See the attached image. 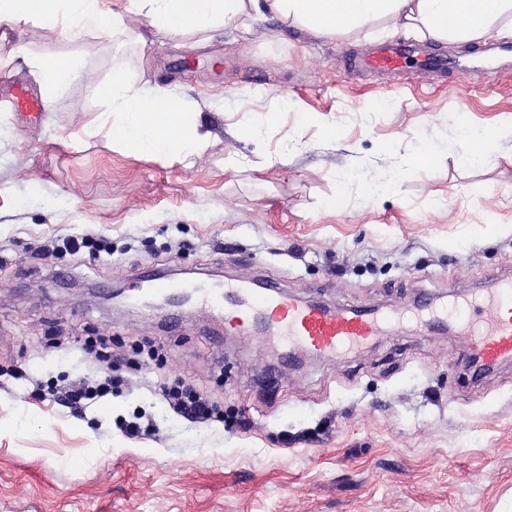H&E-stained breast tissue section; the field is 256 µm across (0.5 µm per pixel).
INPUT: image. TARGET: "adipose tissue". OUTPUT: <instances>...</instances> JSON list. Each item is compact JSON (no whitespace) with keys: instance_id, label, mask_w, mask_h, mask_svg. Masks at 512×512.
<instances>
[{"instance_id":"obj_1","label":"adipose tissue","mask_w":512,"mask_h":512,"mask_svg":"<svg viewBox=\"0 0 512 512\" xmlns=\"http://www.w3.org/2000/svg\"><path fill=\"white\" fill-rule=\"evenodd\" d=\"M129 9L161 32H208L246 18L272 16L319 35H333L384 19L421 37L478 41L489 36L497 19L512 15V0H129ZM30 20L67 36L108 28L121 31L103 0H0V25ZM10 53L24 60L46 98L78 76L72 60L32 57L21 45ZM99 94L111 109L101 114L94 133L110 138L113 146L179 161L207 146L183 99L166 89L146 90L116 68Z\"/></svg>"}]
</instances>
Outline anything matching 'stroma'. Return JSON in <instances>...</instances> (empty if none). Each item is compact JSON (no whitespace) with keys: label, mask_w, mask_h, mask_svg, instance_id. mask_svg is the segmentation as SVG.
Returning <instances> with one entry per match:
<instances>
[{"label":"stroma","mask_w":512,"mask_h":512,"mask_svg":"<svg viewBox=\"0 0 512 512\" xmlns=\"http://www.w3.org/2000/svg\"><path fill=\"white\" fill-rule=\"evenodd\" d=\"M18 40L80 70L52 113L0 122V512H512V363L474 380L457 332L395 325L271 378L269 338L193 307L172 328L168 309L129 303L160 270L184 285L273 280L357 309L512 278V19L478 43L426 40L467 63L443 73L346 72L382 41L415 40L380 25L324 37L266 19L143 47L31 22L0 27V99L37 87L8 53ZM118 66L182 97L205 150L165 162L90 136ZM463 114L498 131L478 165ZM421 138L437 163L412 162ZM392 173L391 191L365 195L364 176ZM80 234L111 254L32 256ZM96 335L111 337L113 368L80 351ZM146 341L158 360L136 355ZM107 374L111 395L79 414L50 393ZM177 379L223 416L171 413L159 387ZM137 418L148 431L127 436Z\"/></svg>","instance_id":"35a3bbf8"}]
</instances>
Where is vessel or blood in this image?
I'll return each mask as SVG.
<instances>
[{
	"label": "vessel or blood",
	"instance_id": "1",
	"mask_svg": "<svg viewBox=\"0 0 512 512\" xmlns=\"http://www.w3.org/2000/svg\"><path fill=\"white\" fill-rule=\"evenodd\" d=\"M415 48L386 44L363 59L364 67L397 72L414 58ZM199 300L223 304L224 318L240 332L256 322L277 328L289 343L321 358L360 348L380 338L385 326L396 320L393 312L357 311L314 304L286 294L279 285L261 288L227 286L221 290L201 288ZM420 328H439L454 323L464 336L469 357L478 369L512 361V279L498 281L489 291L458 300L447 309L424 302L416 313Z\"/></svg>",
	"mask_w": 512,
	"mask_h": 512
}]
</instances>
